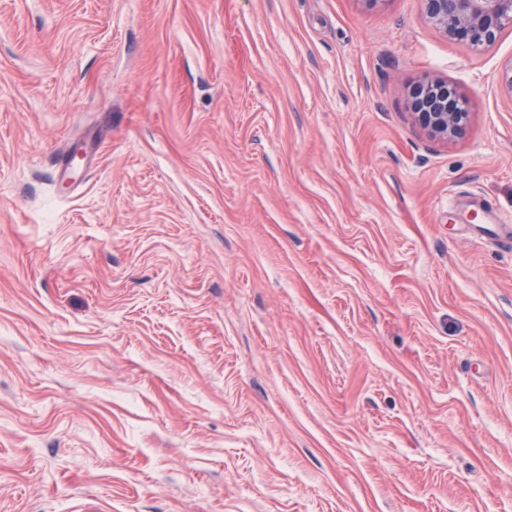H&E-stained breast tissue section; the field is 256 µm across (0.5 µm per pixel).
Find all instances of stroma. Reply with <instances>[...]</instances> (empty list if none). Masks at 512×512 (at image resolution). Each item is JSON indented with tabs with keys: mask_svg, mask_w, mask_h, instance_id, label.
Returning a JSON list of instances; mask_svg holds the SVG:
<instances>
[{
	"mask_svg": "<svg viewBox=\"0 0 512 512\" xmlns=\"http://www.w3.org/2000/svg\"><path fill=\"white\" fill-rule=\"evenodd\" d=\"M511 59L422 0H0V512H512ZM448 88L459 105L455 89L447 80L436 76L418 82L409 98L410 109L430 134L446 141L460 135L469 113L462 107L459 112L448 110Z\"/></svg>",
	"mask_w": 512,
	"mask_h": 512,
	"instance_id": "35a3bbf8",
	"label": "stroma"
}]
</instances>
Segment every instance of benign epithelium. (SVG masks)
<instances>
[{
  "instance_id": "obj_1",
  "label": "benign epithelium",
  "mask_w": 512,
  "mask_h": 512,
  "mask_svg": "<svg viewBox=\"0 0 512 512\" xmlns=\"http://www.w3.org/2000/svg\"><path fill=\"white\" fill-rule=\"evenodd\" d=\"M427 21L450 39L458 38L473 49L493 44L501 31L512 26V0H423ZM448 81L432 76L418 82L409 107L431 135L452 140L460 135L468 112L448 110Z\"/></svg>"
}]
</instances>
